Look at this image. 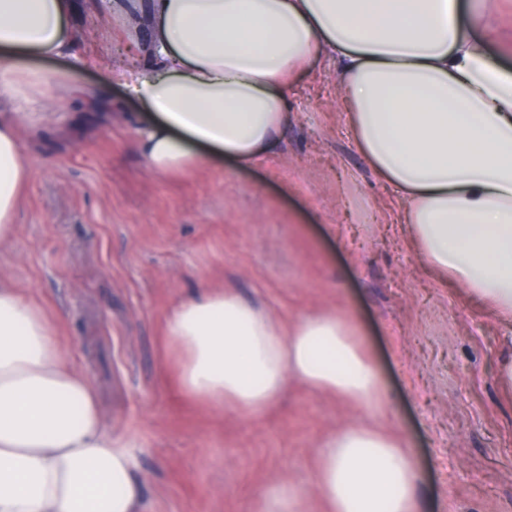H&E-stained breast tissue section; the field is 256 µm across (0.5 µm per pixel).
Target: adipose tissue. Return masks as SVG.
<instances>
[{
  "instance_id": "ef3b65f1",
  "label": "adipose tissue",
  "mask_w": 512,
  "mask_h": 512,
  "mask_svg": "<svg viewBox=\"0 0 512 512\" xmlns=\"http://www.w3.org/2000/svg\"><path fill=\"white\" fill-rule=\"evenodd\" d=\"M71 0H0V239L31 170L20 128L75 95L67 71ZM140 63L137 145L176 175L228 157L260 165L293 116L288 91L320 59L337 62L357 150L403 204L430 269L512 326V73L463 19V0H109ZM165 336L178 387L199 401L261 411L288 379L369 409L385 383L355 327L324 312L282 328L234 291L177 301ZM138 442L101 419L88 381L61 358L52 318L0 279V512H140ZM406 444L362 422L319 451L324 512H420ZM307 490L280 482L256 512H305Z\"/></svg>"
}]
</instances>
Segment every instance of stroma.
<instances>
[{
  "label": "stroma",
  "instance_id": "stroma-1",
  "mask_svg": "<svg viewBox=\"0 0 512 512\" xmlns=\"http://www.w3.org/2000/svg\"><path fill=\"white\" fill-rule=\"evenodd\" d=\"M495 59L512 67V0H470ZM72 79L101 101H55L21 130L31 178L0 278L54 320L64 360L105 425L142 449L143 512H254L271 485L312 487L325 438L363 419L402 437L423 512H512V396L495 368L504 326L415 252L402 204L356 149L325 60L289 89L293 123L262 166L216 159L152 172L108 74L125 32L104 0H73ZM232 289L283 326L327 309L360 330L388 404L363 411L289 382L254 413L181 395L164 336L169 308Z\"/></svg>",
  "mask_w": 512,
  "mask_h": 512
}]
</instances>
